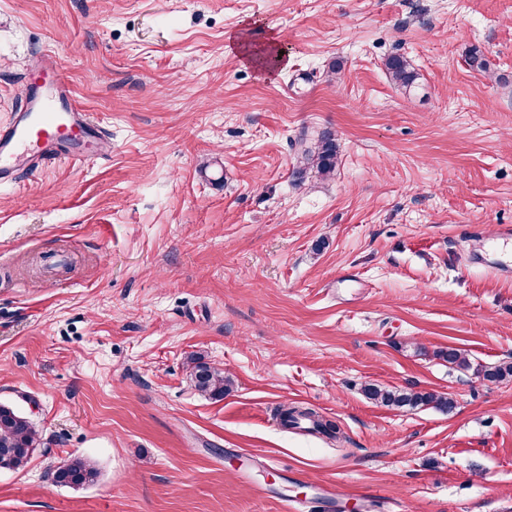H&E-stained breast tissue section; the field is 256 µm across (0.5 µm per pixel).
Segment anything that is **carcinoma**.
<instances>
[{"instance_id": "obj_1", "label": "carcinoma", "mask_w": 512, "mask_h": 512, "mask_svg": "<svg viewBox=\"0 0 512 512\" xmlns=\"http://www.w3.org/2000/svg\"><path fill=\"white\" fill-rule=\"evenodd\" d=\"M385 69L390 79L405 89L417 86L419 74L403 56L394 55L385 61ZM338 146L329 134H321L314 141L301 138L300 159L303 164L316 170L322 176H331L338 163ZM436 356L448 364L463 370L470 369L471 363L466 354L458 349L440 350ZM483 378L491 382L512 380V362L505 361L482 371ZM191 377L195 388L209 398H222L230 388L231 380L224 372L206 363L194 362ZM365 395L375 403L386 407H418L431 405L443 412L454 407L452 397L435 392H413L392 390L370 384L364 387ZM282 421H307L314 431L337 437L339 427L336 422L310 408L297 406L278 410ZM39 441V433L34 423L25 415L8 405L0 404V470L18 471L31 461ZM56 484L79 487L93 483L98 477L95 462L87 457H73L56 467Z\"/></svg>"}]
</instances>
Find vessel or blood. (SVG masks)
Here are the masks:
<instances>
[{
    "mask_svg": "<svg viewBox=\"0 0 512 512\" xmlns=\"http://www.w3.org/2000/svg\"><path fill=\"white\" fill-rule=\"evenodd\" d=\"M42 66L43 74L24 77L22 103L0 126L1 183L53 161L85 162L112 152L111 137L77 106L51 52H44Z\"/></svg>",
    "mask_w": 512,
    "mask_h": 512,
    "instance_id": "1",
    "label": "vessel or blood"
}]
</instances>
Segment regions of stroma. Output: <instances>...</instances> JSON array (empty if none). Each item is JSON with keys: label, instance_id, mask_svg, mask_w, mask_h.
Masks as SVG:
<instances>
[{"label": "stroma", "instance_id": "stroma-1", "mask_svg": "<svg viewBox=\"0 0 512 512\" xmlns=\"http://www.w3.org/2000/svg\"><path fill=\"white\" fill-rule=\"evenodd\" d=\"M247 24L286 69L226 50ZM46 48L112 156L0 184V403L40 437L0 512H512V381L476 372L512 361V0H0V124ZM324 132L326 179L299 163ZM75 456L97 482L53 483ZM385 69L390 79L409 91L418 84L419 74L403 56L394 55L385 61ZM300 159L305 168H312L322 176H331L338 163V146L335 139L329 134L322 133L313 142L306 138L300 141ZM192 363L194 366L190 375L196 390L209 398L224 397V393L231 386V380L224 377V372L196 360ZM365 395L375 403L386 407H418L431 405L443 412L454 407V400L448 394L435 392H413L392 390L370 384L364 387ZM278 416L284 423L286 420L295 421L298 424L303 420L308 421L314 431L327 435L330 438H337L339 433V427L336 422L327 419L325 416L310 408L287 406L278 410Z\"/></svg>", "mask_w": 512, "mask_h": 512}]
</instances>
